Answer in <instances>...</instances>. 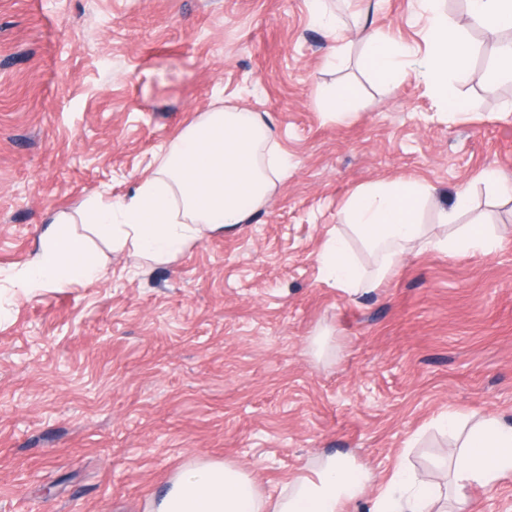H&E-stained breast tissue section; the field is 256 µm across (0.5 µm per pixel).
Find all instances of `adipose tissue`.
<instances>
[{"mask_svg":"<svg viewBox=\"0 0 512 512\" xmlns=\"http://www.w3.org/2000/svg\"><path fill=\"white\" fill-rule=\"evenodd\" d=\"M439 0H420L426 20L425 53L375 31L361 34L374 74L412 75L431 85L448 111L466 104L448 81L469 56L460 26L439 11ZM470 22L489 36L512 29V0H466ZM278 133L257 112L235 108L208 113L183 129L161 150V161L135 186L131 197L111 202L98 195L85 204L84 218L94 234L117 249H130L166 262L195 244L201 231L221 234L247 223L269 199L276 180L288 172V158L277 149ZM431 186L400 179L360 187L344 206L346 220L364 245L378 255L369 272L354 263L346 242L328 239L319 255L326 279L354 294L376 288L393 276L409 246L419 251H487L494 237L471 224L444 238L429 236L416 221V207ZM66 215L51 217L39 245L14 279L20 287L44 288L89 283L104 270L84 243L69 235ZM453 495L449 512H466V487L492 488L512 478V426L493 416L475 423L450 454ZM375 480L364 465L333 456L321 460L313 476L292 480L277 498L265 496L244 470L202 462L186 469L160 498L154 512H345ZM440 491L426 478L397 468L374 497L370 512H433Z\"/></svg>","mask_w":512,"mask_h":512,"instance_id":"obj_1","label":"adipose tissue"}]
</instances>
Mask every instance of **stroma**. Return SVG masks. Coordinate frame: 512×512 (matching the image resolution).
<instances>
[{
  "mask_svg": "<svg viewBox=\"0 0 512 512\" xmlns=\"http://www.w3.org/2000/svg\"><path fill=\"white\" fill-rule=\"evenodd\" d=\"M343 65L311 0H0V512H153L181 471L228 462L275 497L325 455L377 477L396 464L444 482L448 414L512 424V80L485 89L484 30L464 0L441 11L475 47L450 77L469 106L444 112L422 83L389 86L364 63L361 21L423 48L418 0H326ZM353 89L345 119L329 89ZM270 118L291 166L240 231L203 234L167 263L113 249L77 218L95 194L127 196L158 151L206 113ZM435 186L418 219L458 190L460 224L487 252H408L379 287L347 294L318 261L367 184ZM103 278L29 293L12 279L48 217Z\"/></svg>",
  "mask_w": 512,
  "mask_h": 512,
  "instance_id": "35a3bbf8",
  "label": "stroma"
}]
</instances>
